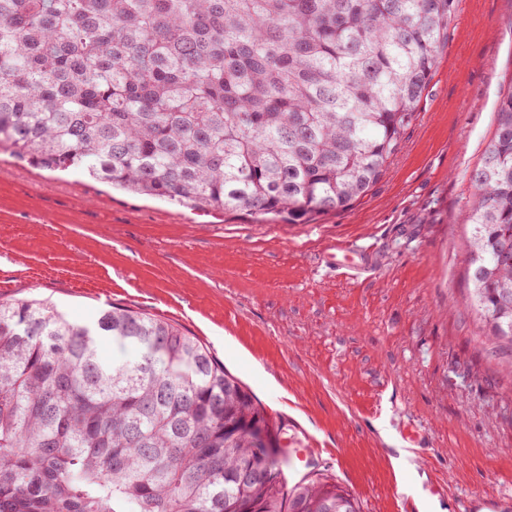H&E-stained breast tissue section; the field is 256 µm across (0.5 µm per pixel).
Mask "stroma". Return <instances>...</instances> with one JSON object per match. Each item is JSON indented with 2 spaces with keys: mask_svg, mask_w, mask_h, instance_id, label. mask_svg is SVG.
Masks as SVG:
<instances>
[{
  "mask_svg": "<svg viewBox=\"0 0 512 512\" xmlns=\"http://www.w3.org/2000/svg\"><path fill=\"white\" fill-rule=\"evenodd\" d=\"M511 89L512 0H453L385 174L306 224L203 213L0 152V301L177 324L287 421L295 472L332 475L363 512H492L512 498V375L465 305V211ZM343 251L365 272L337 264Z\"/></svg>",
  "mask_w": 512,
  "mask_h": 512,
  "instance_id": "35a3bbf8",
  "label": "stroma"
}]
</instances>
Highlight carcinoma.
Masks as SVG:
<instances>
[{"label":"carcinoma","instance_id":"cac0c4a2","mask_svg":"<svg viewBox=\"0 0 512 512\" xmlns=\"http://www.w3.org/2000/svg\"><path fill=\"white\" fill-rule=\"evenodd\" d=\"M452 0H0V150L204 212L347 209L400 150ZM470 301L512 353V89L472 173ZM123 356L102 361L98 342ZM181 327L0 302V512H361Z\"/></svg>","mask_w":512,"mask_h":512}]
</instances>
